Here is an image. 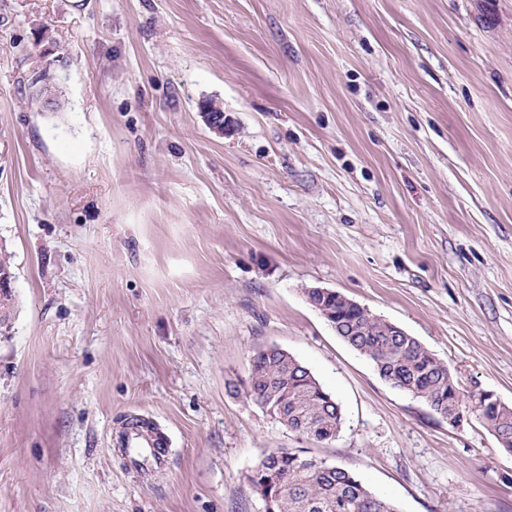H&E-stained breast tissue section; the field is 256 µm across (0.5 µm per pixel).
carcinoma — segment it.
<instances>
[{
    "instance_id": "carcinoma-1",
    "label": "carcinoma",
    "mask_w": 512,
    "mask_h": 512,
    "mask_svg": "<svg viewBox=\"0 0 512 512\" xmlns=\"http://www.w3.org/2000/svg\"><path fill=\"white\" fill-rule=\"evenodd\" d=\"M306 298L318 311L332 312L338 336L370 360L382 379L436 412L451 409L460 396L473 418L512 452L511 404L480 417L479 401L465 395L448 365L415 337L401 335L392 322L367 308L352 306L341 293L327 298L308 293ZM245 387L246 396L259 406L279 410L295 433L324 443L336 439L342 429L339 404L293 356L267 348L259 351ZM248 482L270 502V512H398L393 502L374 494L354 473L282 448L265 451Z\"/></svg>"
}]
</instances>
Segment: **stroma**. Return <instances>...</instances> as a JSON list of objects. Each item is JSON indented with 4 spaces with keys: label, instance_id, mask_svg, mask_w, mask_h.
<instances>
[{
    "label": "stroma",
    "instance_id": "1",
    "mask_svg": "<svg viewBox=\"0 0 512 512\" xmlns=\"http://www.w3.org/2000/svg\"><path fill=\"white\" fill-rule=\"evenodd\" d=\"M58 58L49 112L28 75ZM1 249L0 512H263L269 448L399 512H512V453L305 297L341 292L512 404V0H0ZM272 345L339 403L335 440L246 396ZM133 415L167 431L166 470L116 447Z\"/></svg>",
    "mask_w": 512,
    "mask_h": 512
}]
</instances>
